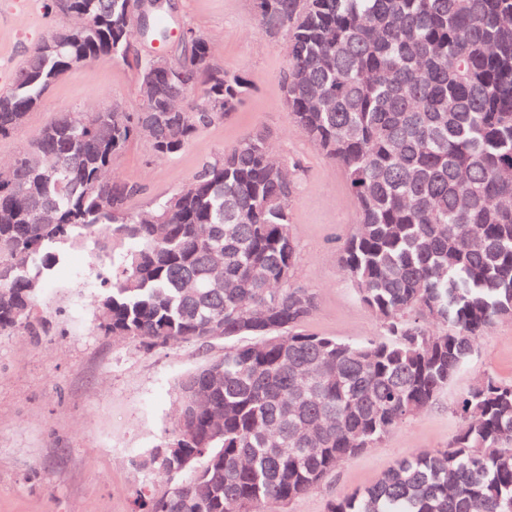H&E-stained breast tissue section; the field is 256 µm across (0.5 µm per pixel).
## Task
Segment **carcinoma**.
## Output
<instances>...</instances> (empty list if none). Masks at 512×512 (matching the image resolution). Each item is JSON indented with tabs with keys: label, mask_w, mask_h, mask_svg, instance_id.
<instances>
[{
	"label": "carcinoma",
	"mask_w": 512,
	"mask_h": 512,
	"mask_svg": "<svg viewBox=\"0 0 512 512\" xmlns=\"http://www.w3.org/2000/svg\"><path fill=\"white\" fill-rule=\"evenodd\" d=\"M64 1L86 18L44 37L0 93V136L23 126L74 58L127 59L126 0ZM283 36L285 101L299 133L345 172L358 228L341 266L378 319L354 343L305 329L317 306L294 281L289 210L300 179L262 131L215 155L179 191L138 211L137 189L106 178L133 139L179 154L250 92L187 27L180 63L154 81L150 111L62 112L0 178V335L48 330L35 299L66 248L119 253L97 329L148 349L180 343L224 353L178 383L163 448L139 461L167 480L138 512H259L315 489L346 459L436 404L480 336L512 320V0H256ZM153 10L148 36L168 40ZM247 337L250 344H238ZM448 447L397 460L328 512H512V383L485 375L458 401ZM326 429L311 446L301 422Z\"/></svg>",
	"instance_id": "cac0c4a2"
}]
</instances>
